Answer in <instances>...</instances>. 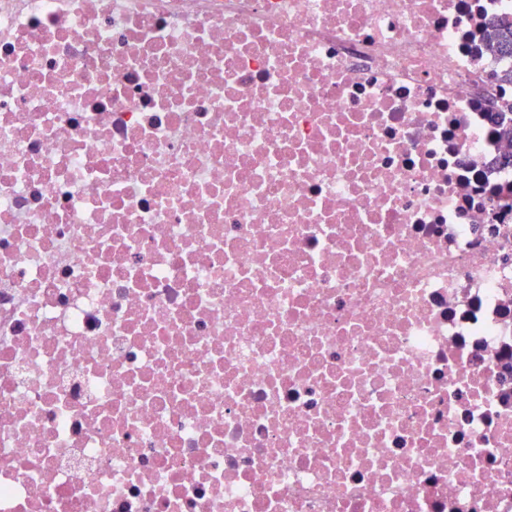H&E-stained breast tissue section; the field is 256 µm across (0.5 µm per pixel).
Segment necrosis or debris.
Masks as SVG:
<instances>
[{
  "label": "necrosis or debris",
  "instance_id": "1",
  "mask_svg": "<svg viewBox=\"0 0 512 512\" xmlns=\"http://www.w3.org/2000/svg\"><path fill=\"white\" fill-rule=\"evenodd\" d=\"M512 0H0V512H512ZM483 37L489 46L512 52V23L507 26L493 22L487 27ZM492 120L496 126L500 139L512 142V97L502 99L496 103Z\"/></svg>",
  "mask_w": 512,
  "mask_h": 512
}]
</instances>
